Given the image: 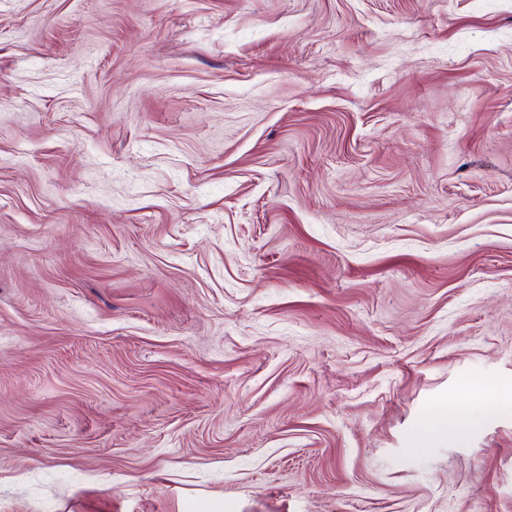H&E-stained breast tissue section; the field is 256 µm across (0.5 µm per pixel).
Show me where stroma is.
I'll list each match as a JSON object with an SVG mask.
<instances>
[{"instance_id":"35a3bbf8","label":"stroma","mask_w":512,"mask_h":512,"mask_svg":"<svg viewBox=\"0 0 512 512\" xmlns=\"http://www.w3.org/2000/svg\"><path fill=\"white\" fill-rule=\"evenodd\" d=\"M0 512H512V0H0Z\"/></svg>"}]
</instances>
